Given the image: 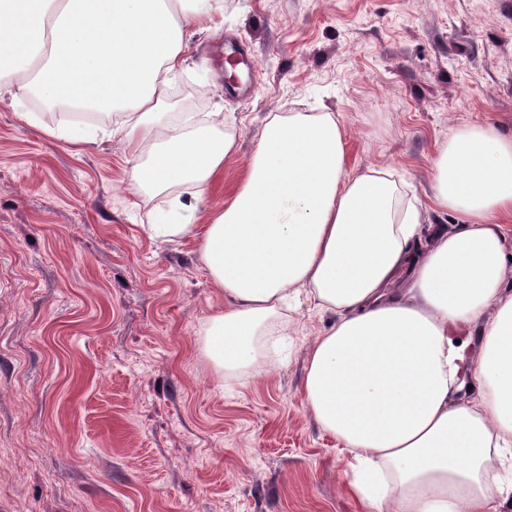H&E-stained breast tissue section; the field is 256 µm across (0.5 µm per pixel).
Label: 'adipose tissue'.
<instances>
[{
  "mask_svg": "<svg viewBox=\"0 0 512 512\" xmlns=\"http://www.w3.org/2000/svg\"><path fill=\"white\" fill-rule=\"evenodd\" d=\"M222 0H0V101L119 106L132 188L213 183L236 148L224 115L164 124L169 74L186 67L195 22ZM333 113L267 117L244 181L207 224L173 199L151 237L200 239L223 293L202 330L218 377L276 368L289 301L306 297L328 329L308 350L303 391L348 457L345 490L363 512H512V136L458 130L436 162L423 229L389 168L344 171ZM408 273L404 287L396 279ZM478 396L462 400L468 382Z\"/></svg>",
  "mask_w": 512,
  "mask_h": 512,
  "instance_id": "1",
  "label": "adipose tissue"
}]
</instances>
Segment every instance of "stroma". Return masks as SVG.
Returning a JSON list of instances; mask_svg holds the SVG:
<instances>
[{
	"label": "stroma",
	"mask_w": 512,
	"mask_h": 512,
	"mask_svg": "<svg viewBox=\"0 0 512 512\" xmlns=\"http://www.w3.org/2000/svg\"><path fill=\"white\" fill-rule=\"evenodd\" d=\"M228 35L255 72L239 95ZM219 110L237 148L199 223L279 112L335 113L347 175L393 167L428 205L453 131L512 134V0H224L161 118ZM73 125L0 103V512H358L302 390L328 316L295 314L282 368L219 379L201 333L224 296L199 243L146 229L192 186L132 190L120 137H58Z\"/></svg>",
	"instance_id": "obj_1"
}]
</instances>
